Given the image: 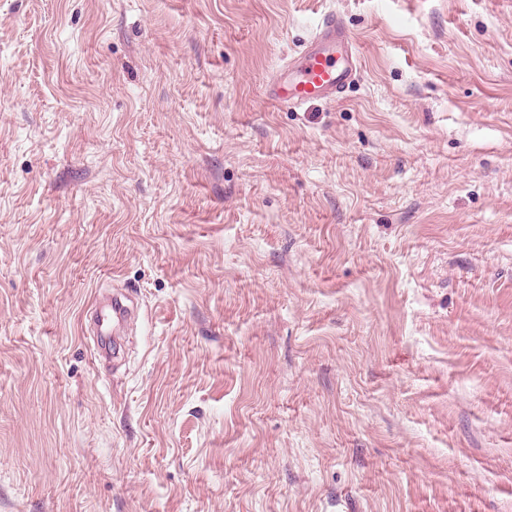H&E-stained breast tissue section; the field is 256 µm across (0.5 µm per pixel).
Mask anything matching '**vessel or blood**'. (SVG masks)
Instances as JSON below:
<instances>
[{
  "instance_id": "1",
  "label": "vessel or blood",
  "mask_w": 512,
  "mask_h": 512,
  "mask_svg": "<svg viewBox=\"0 0 512 512\" xmlns=\"http://www.w3.org/2000/svg\"><path fill=\"white\" fill-rule=\"evenodd\" d=\"M358 71L356 45L342 16L330 12L323 16L298 59L276 72L268 84L267 100L279 107L332 100Z\"/></svg>"
}]
</instances>
